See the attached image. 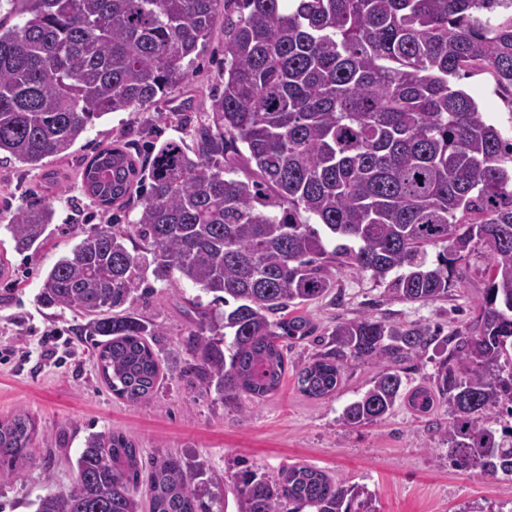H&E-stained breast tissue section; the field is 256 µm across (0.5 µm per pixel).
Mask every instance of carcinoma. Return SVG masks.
<instances>
[{
	"instance_id": "cac0c4a2",
	"label": "carcinoma",
	"mask_w": 512,
	"mask_h": 512,
	"mask_svg": "<svg viewBox=\"0 0 512 512\" xmlns=\"http://www.w3.org/2000/svg\"><path fill=\"white\" fill-rule=\"evenodd\" d=\"M0 11V154L35 169L68 156L103 116L166 97L224 17V91L193 146L162 145L137 220L83 231L42 281L41 305L102 337L95 361L112 395L138 405L163 378L150 342L160 329L131 311L149 270L226 306L202 310L187 340L184 376L205 393L248 412L241 397L277 391L288 348L311 339L320 351L295 367L309 398L336 393L355 363L378 366L344 425L382 420L401 399L424 417L444 406L448 458L512 480V431L480 423L512 416V142L451 83L485 68L512 98V0H0ZM242 160L255 179L232 177ZM138 166L125 146L101 148L83 169L85 192L102 206L126 202ZM54 214L40 198L0 221L16 251L37 253ZM475 251L487 282L450 335L362 315L317 336L299 312L344 268L371 273L395 301L446 300ZM218 327L222 338L206 335ZM432 349L433 381L405 390ZM37 436L25 412L0 419V483ZM77 470L35 512H213L196 485L201 466L146 459L120 431L89 435ZM236 505L380 512L366 485L299 463L275 477L240 471Z\"/></svg>"
}]
</instances>
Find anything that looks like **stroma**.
Wrapping results in <instances>:
<instances>
[{"label": "stroma", "instance_id": "1", "mask_svg": "<svg viewBox=\"0 0 512 512\" xmlns=\"http://www.w3.org/2000/svg\"><path fill=\"white\" fill-rule=\"evenodd\" d=\"M223 59L224 33L218 28L182 85L158 103L97 120L66 158L49 159L45 171L0 158V211L25 205L30 190L37 189L54 198L57 227L35 255L14 251L9 234L0 228V258L9 268L0 277V419L25 411L39 429L29 460L0 484V512H33L31 503L38 496L72 485L86 437L109 431L131 436L147 456L172 452L204 461L201 492L221 497L224 512H236L233 483L242 468L275 476L292 463L367 485L377 495L380 512H512V482L492 483L478 469L449 463L439 433L448 423L444 409L424 419L401 402L378 423H341L343 408L369 388L374 365H352L336 393L322 399L303 396L293 375H286L273 395L245 414L191 387L180 375L192 361L184 339L195 327L194 300L206 305L211 297L189 282H151L132 306L160 326L162 334L152 346L166 373L153 397L138 405L116 398L102 382L92 348L79 333L83 318L39 303L43 274L70 252L84 224H129L140 210L134 199L106 210L84 195V161L118 140L144 155L169 140L191 143L193 125L210 96L222 89ZM459 86L484 118L512 139V101L496 90L492 76L478 70ZM178 112L185 124L175 120ZM486 266L483 256L471 255L465 278L453 282L447 300L430 304L390 300L384 284L371 274L346 268L337 272L330 291L304 311L323 331L368 313L393 323L437 324L449 334L464 326L478 303ZM52 332L63 333L64 339L46 355L41 338Z\"/></svg>", "mask_w": 512, "mask_h": 512}]
</instances>
